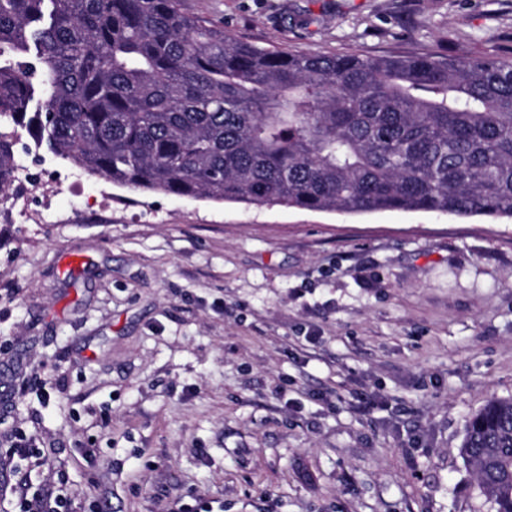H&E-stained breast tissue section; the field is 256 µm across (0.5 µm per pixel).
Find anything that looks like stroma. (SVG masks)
<instances>
[{
  "label": "stroma",
  "instance_id": "1",
  "mask_svg": "<svg viewBox=\"0 0 512 512\" xmlns=\"http://www.w3.org/2000/svg\"><path fill=\"white\" fill-rule=\"evenodd\" d=\"M255 45L512 61V0H179ZM0 205V476L68 512H491L467 417L512 396V221L112 185L22 136ZM375 407L363 411L362 405Z\"/></svg>",
  "mask_w": 512,
  "mask_h": 512
}]
</instances>
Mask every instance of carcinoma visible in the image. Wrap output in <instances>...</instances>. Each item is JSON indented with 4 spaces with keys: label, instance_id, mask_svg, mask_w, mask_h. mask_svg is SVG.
<instances>
[{
    "label": "carcinoma",
    "instance_id": "cac0c4a2",
    "mask_svg": "<svg viewBox=\"0 0 512 512\" xmlns=\"http://www.w3.org/2000/svg\"><path fill=\"white\" fill-rule=\"evenodd\" d=\"M19 127L119 187L512 220V61L294 54L178 0H0V201ZM460 453L512 512V397L469 416Z\"/></svg>",
    "mask_w": 512,
    "mask_h": 512
}]
</instances>
